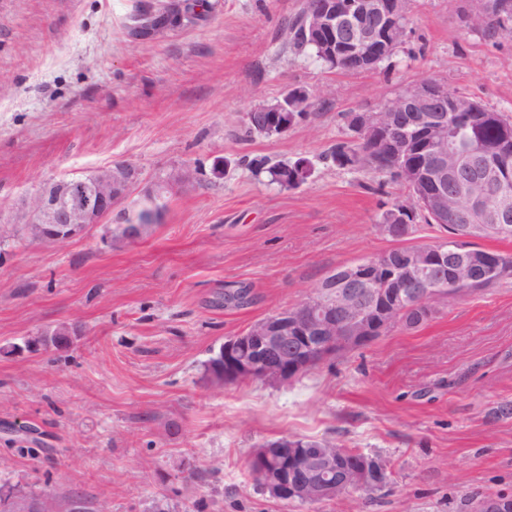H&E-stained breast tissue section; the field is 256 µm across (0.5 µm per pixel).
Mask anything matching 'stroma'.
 I'll use <instances>...</instances> for the list:
<instances>
[{"instance_id": "stroma-1", "label": "stroma", "mask_w": 512, "mask_h": 512, "mask_svg": "<svg viewBox=\"0 0 512 512\" xmlns=\"http://www.w3.org/2000/svg\"><path fill=\"white\" fill-rule=\"evenodd\" d=\"M138 0H0V217L45 182L130 162L150 185L190 164L141 240L108 243L110 223L46 244L0 238V484L60 512H470L512 493V284L439 305L284 384H213L229 337L315 295L337 267L428 244L376 222L399 184L336 167L349 116L376 112L431 78L512 115V35L487 39L472 0H411L389 68L339 72L294 49L303 0H210L198 24L128 32ZM301 86L317 99L280 137L247 135V114ZM309 159L295 189L245 159ZM224 174L214 177V163ZM246 287L234 307L224 293ZM78 328L65 349L34 336ZM35 427L36 436L12 433ZM283 436L336 437L382 463L387 483L317 504L283 502L249 461Z\"/></svg>"}]
</instances>
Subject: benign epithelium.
<instances>
[{
    "instance_id": "obj_1",
    "label": "benign epithelium",
    "mask_w": 512,
    "mask_h": 512,
    "mask_svg": "<svg viewBox=\"0 0 512 512\" xmlns=\"http://www.w3.org/2000/svg\"><path fill=\"white\" fill-rule=\"evenodd\" d=\"M407 0H316L306 23V37L330 60H353L361 70L377 68L400 38ZM309 91L292 87L282 98L261 104V132L282 135L301 118L298 102ZM462 111L458 96L426 79L405 89L374 113L355 112L350 124L357 138L386 145L392 156L426 186L425 202L438 219L448 217V201L474 223L454 230L430 247L409 250L399 262L384 253L336 269L314 296L273 313L228 338L208 372L212 381L234 384L262 381L282 384L295 379L338 350L366 345L392 329L409 308L433 312L452 289L492 277L501 257L478 253L469 244L481 239L512 237V213L487 207L490 193L503 190L512 176V132L505 131L495 149L474 143L460 153L448 134L452 118ZM426 153L423 163L409 160L412 151ZM193 166L184 165L158 178L144 198L156 203L173 186L195 182ZM140 170L117 163L76 178L48 182L24 197L8 223L23 227L42 241L60 244L101 224L133 194ZM399 223L386 234L400 235L413 207L400 203ZM121 239L136 242L150 225L138 214H124L116 225ZM250 465L261 485L283 501L322 502L365 490L384 473L363 454L348 461L343 450L329 449L302 437H282L256 449ZM473 512H512V494L495 493L474 502Z\"/></svg>"
}]
</instances>
